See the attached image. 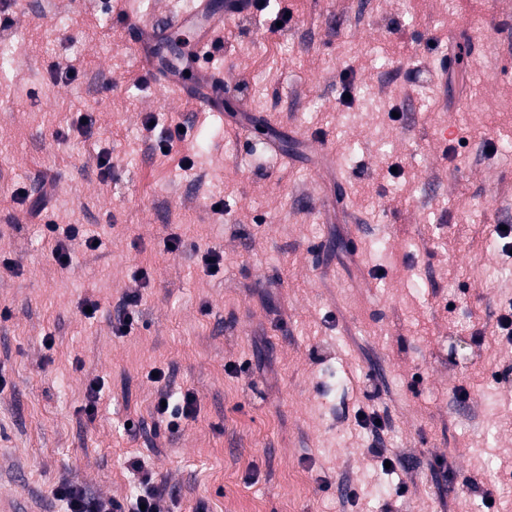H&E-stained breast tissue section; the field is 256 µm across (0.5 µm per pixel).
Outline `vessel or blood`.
Returning a JSON list of instances; mask_svg holds the SVG:
<instances>
[{"label": "vessel or blood", "instance_id": "b4317fda", "mask_svg": "<svg viewBox=\"0 0 512 512\" xmlns=\"http://www.w3.org/2000/svg\"><path fill=\"white\" fill-rule=\"evenodd\" d=\"M246 9L241 0H192L189 8L161 25L142 28L132 46L149 70L163 73L171 96L191 99L212 112L224 109V87L201 60L225 21Z\"/></svg>", "mask_w": 512, "mask_h": 512}]
</instances>
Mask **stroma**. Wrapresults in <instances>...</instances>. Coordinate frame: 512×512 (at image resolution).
Listing matches in <instances>:
<instances>
[{"mask_svg":"<svg viewBox=\"0 0 512 512\" xmlns=\"http://www.w3.org/2000/svg\"><path fill=\"white\" fill-rule=\"evenodd\" d=\"M32 2L0 28V512H63L65 480L125 498L136 457L171 512H485L483 488L512 512V0H271L211 53L243 112L169 97L130 52L128 15L189 0ZM43 187L41 221L12 195ZM46 220L100 245L59 269ZM155 369L199 396L178 432ZM141 294L138 290L126 293L116 307V322L113 323V332L115 335L124 336L128 333L133 316L136 313L135 308L140 303Z\"/></svg>","mask_w":512,"mask_h":512,"instance_id":"35a3bbf8","label":"stroma"}]
</instances>
